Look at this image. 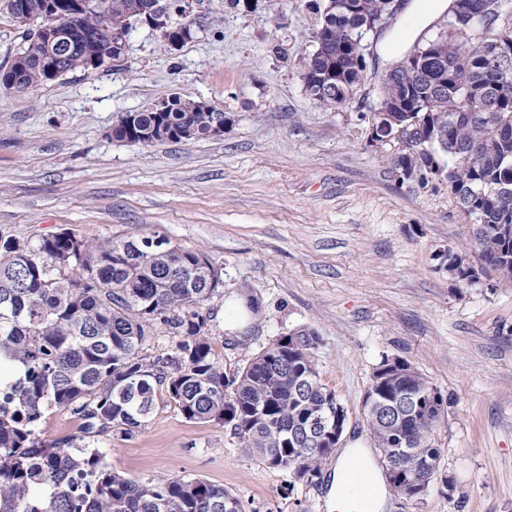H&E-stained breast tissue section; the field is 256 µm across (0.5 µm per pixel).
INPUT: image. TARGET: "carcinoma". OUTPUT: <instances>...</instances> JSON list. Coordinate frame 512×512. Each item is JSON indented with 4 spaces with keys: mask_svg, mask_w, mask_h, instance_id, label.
Returning a JSON list of instances; mask_svg holds the SVG:
<instances>
[{
    "mask_svg": "<svg viewBox=\"0 0 512 512\" xmlns=\"http://www.w3.org/2000/svg\"><path fill=\"white\" fill-rule=\"evenodd\" d=\"M386 0H347L343 10L321 11L305 91L324 105L347 100L344 83L365 59V27L378 19ZM498 18L495 40L476 39L465 16L448 21L445 37L420 47V59L397 63V76L381 94L401 104L392 116L408 122L412 112L422 134L443 146L433 157L401 154L408 165L444 168L460 207L474 218L470 244L485 266L512 283V8ZM48 0H8L9 11L27 9L42 22ZM66 38L54 45L27 34L12 61L14 90L50 82L37 68L39 56H59L58 74L80 68L87 52L121 57L133 24L105 26L96 11L63 17ZM193 100L163 115L166 126L192 128L206 137L213 114L197 112ZM158 115L122 114L112 136L138 144L136 132ZM205 254L168 246L158 237L88 243L66 231L35 245L0 238V512H241L238 497L201 478L133 480L112 468L106 448L70 441L44 446L38 429L46 412L67 411L85 420L88 438L142 431L157 395L166 394L189 421L227 420L243 452L268 468L298 479L320 471L327 455L323 435L312 428L318 415H347L336 393L320 380L313 349L318 337L296 328L271 340L235 375L224 374L204 334L199 308L218 289L200 266ZM164 324L177 337L175 352L147 361L139 355L151 327ZM367 392L378 397L369 419L385 468L412 454L410 498L440 479L447 496L453 479L440 475L441 448L434 430L444 399L402 358L383 357ZM410 398L411 405L403 406Z\"/></svg>",
    "mask_w": 512,
    "mask_h": 512,
    "instance_id": "carcinoma-1",
    "label": "carcinoma"
}]
</instances>
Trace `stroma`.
<instances>
[{"mask_svg": "<svg viewBox=\"0 0 512 512\" xmlns=\"http://www.w3.org/2000/svg\"><path fill=\"white\" fill-rule=\"evenodd\" d=\"M322 0H189L193 34L171 48L131 29L121 60L27 94L0 87V237L33 245L60 231L96 242L166 238L203 252L223 286L204 303L225 374L289 330L314 331L322 383L345 406L340 447L376 457L361 401L383 357L409 361L446 405L435 439L457 488L391 512H512V286L493 272L452 280L438 252L469 243L472 219L446 179L400 182L401 141L371 139L381 79L446 21L403 10L367 33V70L346 101L304 88ZM178 94L222 111L218 137L133 144L121 114ZM142 482L200 477L243 512H321L336 457L312 481L246 454L221 422L186 420L158 395L145 429L98 439Z\"/></svg>", "mask_w": 512, "mask_h": 512, "instance_id": "stroma-1", "label": "stroma"}]
</instances>
